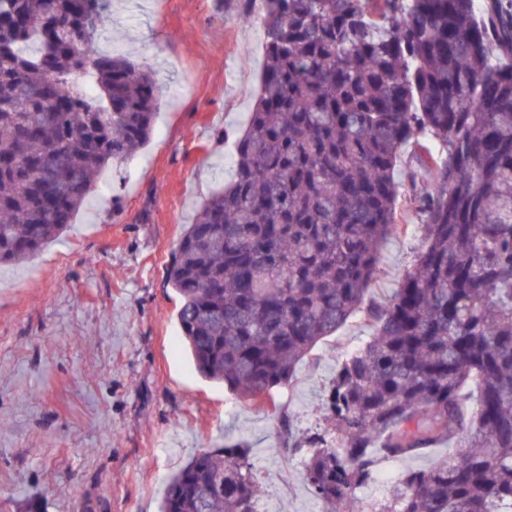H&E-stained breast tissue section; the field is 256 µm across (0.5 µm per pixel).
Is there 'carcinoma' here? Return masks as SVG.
<instances>
[{
  "instance_id": "1",
  "label": "carcinoma",
  "mask_w": 512,
  "mask_h": 512,
  "mask_svg": "<svg viewBox=\"0 0 512 512\" xmlns=\"http://www.w3.org/2000/svg\"><path fill=\"white\" fill-rule=\"evenodd\" d=\"M108 0H0V266L58 238L97 176L150 139L151 71L96 38ZM264 64L232 178L166 269L204 379L274 405L360 313L329 427L280 445L326 512H512V9L502 0H261ZM431 183L395 180L403 155ZM426 236L384 303L387 239ZM452 451L363 503L383 460ZM244 444L202 448L161 512H258Z\"/></svg>"
}]
</instances>
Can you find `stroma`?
Listing matches in <instances>:
<instances>
[{
  "instance_id": "stroma-1",
  "label": "stroma",
  "mask_w": 512,
  "mask_h": 512,
  "mask_svg": "<svg viewBox=\"0 0 512 512\" xmlns=\"http://www.w3.org/2000/svg\"><path fill=\"white\" fill-rule=\"evenodd\" d=\"M241 9L110 2V48L154 71L155 129L58 240L0 267V512H160L166 479L197 450L238 441L262 476L260 512H323L301 458L279 447L280 419L321 424L325 387L369 322L319 341L264 409L196 372L165 285L187 225L230 178L226 153L258 93L263 29L238 23ZM423 236L412 215L387 240L370 298L393 294Z\"/></svg>"
}]
</instances>
